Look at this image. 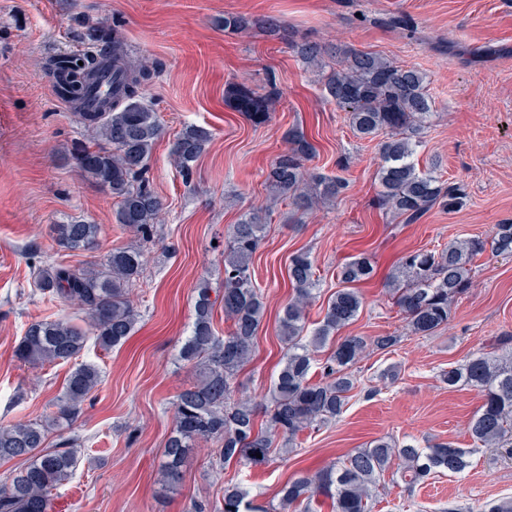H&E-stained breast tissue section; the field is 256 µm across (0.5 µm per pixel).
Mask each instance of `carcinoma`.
<instances>
[{"instance_id": "obj_1", "label": "carcinoma", "mask_w": 512, "mask_h": 512, "mask_svg": "<svg viewBox=\"0 0 512 512\" xmlns=\"http://www.w3.org/2000/svg\"><path fill=\"white\" fill-rule=\"evenodd\" d=\"M259 26L289 48L305 64L321 68L325 58L336 66L322 76L326 97L348 113L349 125L360 138L382 137L377 172L378 202L382 209L406 224L420 220L438 207L449 213L467 205V196L448 185L416 160L425 123L431 114L427 78L414 67L397 66L370 52H340L317 42L289 40L286 29L272 20L224 17V28ZM93 50L82 57L59 56L49 63L56 94L68 101L89 133V144L77 155L81 168L117 199L116 219L122 227L144 239L153 234L162 204L144 174L153 146L161 134L159 120L143 102V89L152 78L148 65L132 60L116 37L103 31L90 35ZM112 59V98L99 111L86 107L89 77ZM231 98L238 111L254 123L267 120L277 104V94H262L237 87ZM212 132L187 126L174 143L172 155L185 178L205 151ZM315 148L303 131L288 132V149L272 163L265 183L271 206L289 200L294 210L283 222L300 221L298 215L321 203L334 202L347 189L339 176L314 173L306 162ZM262 212H250L233 225L224 243V293L221 303L230 330L215 334L210 289L197 288L194 320L182 341L178 358L191 365L194 381L184 386L174 403V426L166 440L160 474L166 486L177 484L186 461L200 443H217L219 465L244 461L258 466L273 457L294 452L298 436L308 429L337 420L355 388L354 371L373 351H387L399 337L345 336L331 344L334 335L348 326L363 307L364 298L354 284L367 280L373 266L366 257H354L337 272L339 288L331 295L323 319L307 325V310L317 298L319 279L314 262L305 252L290 260L288 277L293 295L279 319L285 352L269 389L265 408L267 423L257 427L258 405L233 398L232 385L249 362L254 338L265 314L264 295L256 284L253 255L265 231ZM98 227L82 221L53 226L54 241L69 251L91 249ZM490 252L512 258V223L495 224L484 237L454 241L441 249H420L404 255L391 275V293L405 316L409 333L434 336L448 325L450 304L473 286L475 259ZM143 270L141 250H112L102 265H48L35 272L34 283L43 298L76 303L87 315V327L67 319L32 322L22 336L16 357L30 365L68 363L77 358L88 337L108 349L124 341L139 313L129 288ZM332 345L328 356L319 354ZM320 378H315L316 369ZM448 387H473L483 403L472 416L468 431L474 444L512 447V352H479L442 373ZM100 382L91 363H78L70 372L55 410L39 422L0 424V461L25 460L0 482V512H50L52 491L69 481L81 455L79 437L73 435L47 446L53 432L72 429L82 405ZM261 457H256V454ZM396 474L407 486L422 483L434 473L461 475L470 467L469 451L454 444L427 448L400 445L378 438L357 448L313 475L301 473L278 491V505L266 509L246 500L238 484L224 485L222 512H321V499L330 500L332 512H372L373 492L386 473Z\"/></svg>"}]
</instances>
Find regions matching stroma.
I'll list each match as a JSON object with an SVG mask.
<instances>
[{"label":"stroma","instance_id":"obj_1","mask_svg":"<svg viewBox=\"0 0 512 512\" xmlns=\"http://www.w3.org/2000/svg\"><path fill=\"white\" fill-rule=\"evenodd\" d=\"M271 16L297 37L379 54L426 74L432 114L417 150L436 162L442 180L461 185L466 206L431 209L402 224L378 204L377 141L358 138L346 112L328 102L313 68L287 45L252 28L231 33L225 15ZM104 28L131 58L152 66L144 87L162 133L145 173L164 209L145 241L117 223L111 193L87 177L75 154L88 132L55 94L48 61L89 49L88 28ZM246 86L276 90L275 111L261 124L238 112L227 92ZM191 125L213 133L183 178L172 148ZM314 144L312 166L347 179L335 203L286 224L287 203L271 207L253 268L266 301L251 360L237 394L263 401L284 345L279 316L292 294L291 256L309 252L320 277L308 311L320 321L339 286V265L370 258L375 275L360 283L365 305L342 333L399 336L388 353L357 365L358 383L342 416L299 436L285 459L261 466L214 465L198 449L175 489L159 482L174 401L192 379L177 357L193 321L196 289L222 294L223 242L243 214L268 205L265 184L287 148L290 128ZM269 206V205H268ZM73 220L99 225L94 249L70 252L51 227ZM512 222V0H0V423L41 419L61 396L70 365H30L15 348L35 320L82 321L78 306L35 291L34 266L103 262L116 247L139 248L144 271L130 289L140 314L120 345L87 342L79 359L97 365L101 381L73 426L85 452L73 478L53 492V512H191L193 503L220 512L225 482L255 503L278 502L280 486L298 472L315 473L370 441L386 437L427 447L451 442L472 449L459 476L436 475L415 487L385 481L372 512H477L512 497V454L474 446L467 424L483 402L467 386L441 380L466 356L512 350V259L484 254L474 286L450 306L437 335L414 336L393 303L387 275L407 252L440 249Z\"/></svg>","mask_w":512,"mask_h":512}]
</instances>
